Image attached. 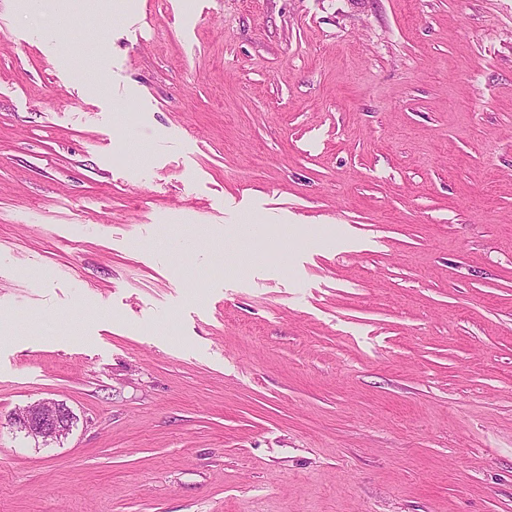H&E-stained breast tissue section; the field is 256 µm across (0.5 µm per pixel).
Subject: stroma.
Instances as JSON below:
<instances>
[{"label":"stroma","mask_w":512,"mask_h":512,"mask_svg":"<svg viewBox=\"0 0 512 512\" xmlns=\"http://www.w3.org/2000/svg\"><path fill=\"white\" fill-rule=\"evenodd\" d=\"M112 3L0 0V512H512V0ZM20 412L19 416H16ZM74 413L66 405L53 400H42L10 414V422L28 437L42 442L57 441L72 430Z\"/></svg>","instance_id":"obj_1"}]
</instances>
